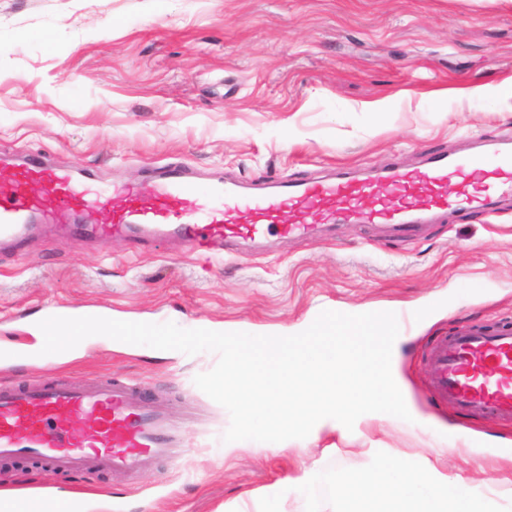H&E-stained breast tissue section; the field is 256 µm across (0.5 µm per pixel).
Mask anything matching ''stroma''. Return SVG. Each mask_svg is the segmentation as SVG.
<instances>
[{
	"label": "stroma",
	"instance_id": "35a3bbf8",
	"mask_svg": "<svg viewBox=\"0 0 512 512\" xmlns=\"http://www.w3.org/2000/svg\"><path fill=\"white\" fill-rule=\"evenodd\" d=\"M512 137V0H0V160L43 156L135 188L172 165L260 183L336 166L416 168L433 152ZM129 322L285 334L321 311L401 313L391 370L412 423L225 443L227 410L194 383L212 352H158L107 337L65 362H0L32 374L134 381L189 439L177 462L136 476L61 474L54 487L112 500L111 512H335L302 499L308 472L371 470L415 455L512 512V425L437 405L435 337L512 322V200L382 236L369 224L270 238L209 256L174 238L35 230L0 244V348L32 345L49 308ZM38 466L0 465V491L39 493Z\"/></svg>",
	"mask_w": 512,
	"mask_h": 512
}]
</instances>
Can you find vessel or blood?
<instances>
[{
    "label": "vessel or blood",
    "instance_id": "1",
    "mask_svg": "<svg viewBox=\"0 0 512 512\" xmlns=\"http://www.w3.org/2000/svg\"><path fill=\"white\" fill-rule=\"evenodd\" d=\"M388 183L393 198L374 191ZM111 190L89 175L38 158L0 166V242L16 241L33 224H93L102 239L173 233L220 254L225 241H258L280 229L314 237L318 212L326 224H378L415 234L448 211L493 214L512 198V140L454 155L431 154L423 170L399 166L339 170L325 179L273 180L251 188L237 182L203 183L188 169L169 167L128 192L109 211ZM434 397L473 416L512 423V327L461 329L439 338L427 360ZM187 440L179 426L136 385L122 381H59L30 376L0 383V459L27 456L45 478L61 472L129 476L155 461L176 459Z\"/></svg>",
    "mask_w": 512,
    "mask_h": 512
}]
</instances>
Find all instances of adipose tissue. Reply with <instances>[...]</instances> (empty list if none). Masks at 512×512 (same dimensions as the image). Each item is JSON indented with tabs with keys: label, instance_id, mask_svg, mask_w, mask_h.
<instances>
[{
	"label": "adipose tissue",
	"instance_id": "ef3b65f1",
	"mask_svg": "<svg viewBox=\"0 0 512 512\" xmlns=\"http://www.w3.org/2000/svg\"><path fill=\"white\" fill-rule=\"evenodd\" d=\"M301 487L331 499L347 489L339 512H485L469 486L415 456L379 459L366 473L313 472Z\"/></svg>",
	"mask_w": 512,
	"mask_h": 512
}]
</instances>
